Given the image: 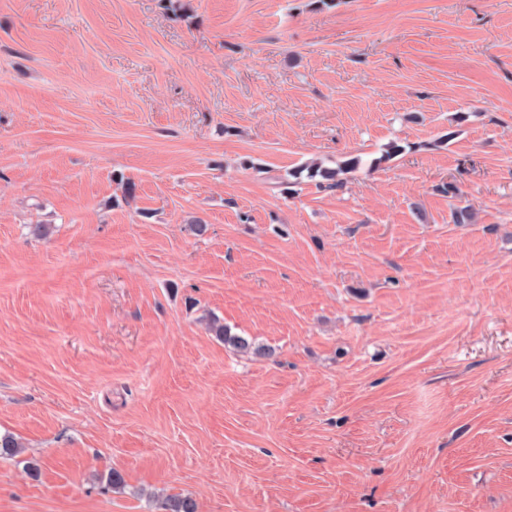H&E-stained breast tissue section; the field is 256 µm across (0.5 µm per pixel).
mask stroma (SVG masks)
Segmentation results:
<instances>
[{"label": "stroma", "instance_id": "35a3bbf8", "mask_svg": "<svg viewBox=\"0 0 512 512\" xmlns=\"http://www.w3.org/2000/svg\"><path fill=\"white\" fill-rule=\"evenodd\" d=\"M4 433L0 512H512V0H0ZM209 332L223 340L224 343L230 344L240 351L251 352L256 356L263 357H271L274 355V350L268 346L256 344L242 336L231 335L230 330L215 318H213L209 324Z\"/></svg>", "mask_w": 512, "mask_h": 512}]
</instances>
